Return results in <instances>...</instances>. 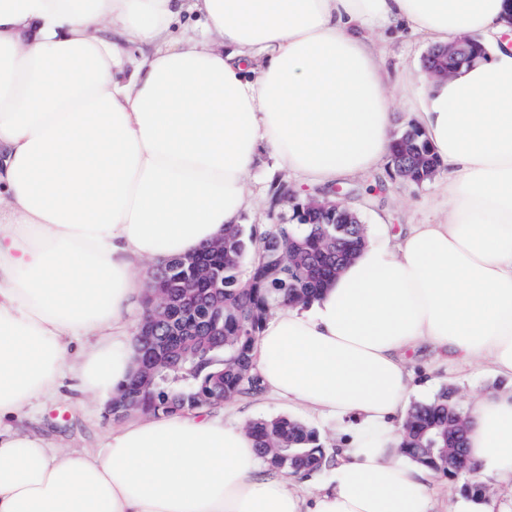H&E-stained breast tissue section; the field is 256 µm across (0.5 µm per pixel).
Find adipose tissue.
Here are the masks:
<instances>
[{"mask_svg":"<svg viewBox=\"0 0 512 512\" xmlns=\"http://www.w3.org/2000/svg\"><path fill=\"white\" fill-rule=\"evenodd\" d=\"M512 13L506 0H0V512H436L395 458L429 345L512 378ZM194 19L196 36L176 35ZM103 25L104 33L94 32ZM486 53L431 81L416 122L447 211L370 239L306 306L267 318L265 393L345 425L294 490L244 427L132 417L98 452L13 429L73 380L117 393L151 265L221 239L261 149L307 183L381 168L393 99L375 30ZM467 450L512 490V390L468 405Z\"/></svg>","mask_w":512,"mask_h":512,"instance_id":"adipose-tissue-1","label":"adipose tissue"}]
</instances>
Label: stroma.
<instances>
[{"mask_svg":"<svg viewBox=\"0 0 512 512\" xmlns=\"http://www.w3.org/2000/svg\"><path fill=\"white\" fill-rule=\"evenodd\" d=\"M388 84L397 98L393 107V128L412 122L416 100L428 79L422 60L428 44L407 35H395L382 42ZM337 201L354 209L363 224L374 234L398 233L407 225L437 222L444 213V199L437 181L416 186L392 177L387 168L362 173L356 178L336 182ZM253 200L241 221L266 228L273 224L295 221L296 203L324 195L321 187L302 183L300 178L282 169L271 152H263L248 178ZM412 368L422 382L421 390L411 394L414 402L431 399L443 386L454 387L459 399L503 388V381L469 366L450 362L447 355L430 347L417 352ZM231 410L215 406L213 414L228 419L269 418L286 412V405L266 394L234 397ZM107 401L97 400L66 389L23 419L25 428L44 436L55 446L78 452L102 448L107 431L113 423L106 417Z\"/></svg>","mask_w":512,"mask_h":512,"instance_id":"1","label":"stroma"}]
</instances>
